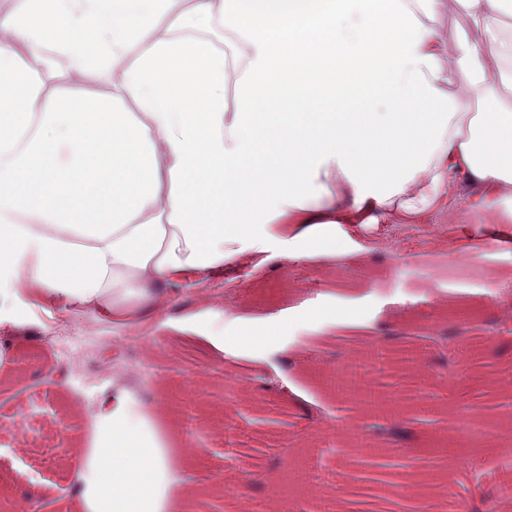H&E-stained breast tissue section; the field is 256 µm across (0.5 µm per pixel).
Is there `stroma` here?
I'll return each mask as SVG.
<instances>
[{"label":"stroma","instance_id":"35a3bbf8","mask_svg":"<svg viewBox=\"0 0 512 512\" xmlns=\"http://www.w3.org/2000/svg\"><path fill=\"white\" fill-rule=\"evenodd\" d=\"M489 231L470 210L463 187L449 205L420 221L340 224L326 236L321 255L281 256L179 285L174 314L189 316L208 305L210 326L228 336L261 332L269 316L299 310L289 338L305 349L290 371L273 358L249 372L226 367L199 330L167 329L156 318L130 331L59 305L14 330L0 328V490L19 494L39 487L43 512H73L72 470L94 465L100 403L123 393L167 457H175L199 430L210 431L208 445L194 458L196 470L186 471V478L201 473L213 483L230 473L264 472V488L251 495L254 512H264L269 490L282 489L287 474L280 461L286 453L313 462V484L323 497L339 493L345 512H399L375 498L370 481L406 482L422 462L418 450L404 449L397 467L368 469L366 481L346 482L343 473L351 464L340 450L341 433L354 428L362 414L350 403L352 364L370 356L354 340L333 349L317 344V326L308 313L323 305L352 307L364 321L390 324L395 333L466 332L469 324L450 315L445 293L449 268L461 267L472 288L467 302L481 306V319H499L512 311V250L487 243ZM148 345L154 349L150 359L144 355ZM485 373L481 362L467 361L450 385L431 366L370 381L388 409L425 386L436 418L446 419L492 405L482 383ZM300 400L321 409L323 428L304 430ZM507 446L512 447V431L497 435L495 446H475L470 465L453 472L449 489L457 500L512 479V460L501 454Z\"/></svg>","mask_w":512,"mask_h":512}]
</instances>
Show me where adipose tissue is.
Segmentation results:
<instances>
[{"instance_id":"obj_1","label":"adipose tissue","mask_w":512,"mask_h":512,"mask_svg":"<svg viewBox=\"0 0 512 512\" xmlns=\"http://www.w3.org/2000/svg\"><path fill=\"white\" fill-rule=\"evenodd\" d=\"M465 13L448 48L437 17ZM512 0H0V328L25 298L131 327L168 287L315 255L340 224L417 220L459 184L512 222ZM235 107H228L227 89ZM494 101L467 112V98ZM242 352L299 361L288 318ZM74 471L78 512H192L124 395Z\"/></svg>"}]
</instances>
